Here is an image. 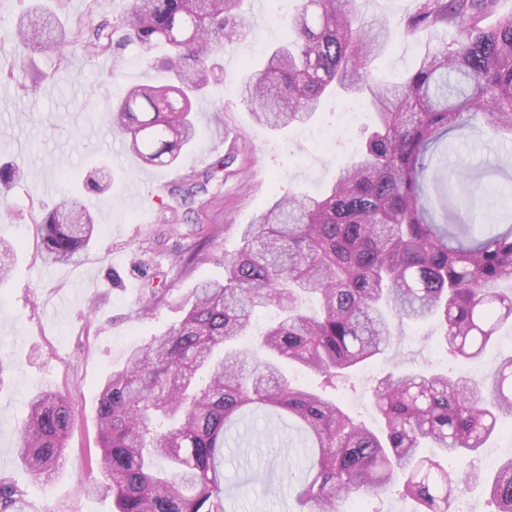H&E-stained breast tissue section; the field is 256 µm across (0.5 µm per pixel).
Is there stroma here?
<instances>
[{"instance_id": "obj_1", "label": "stroma", "mask_w": 512, "mask_h": 512, "mask_svg": "<svg viewBox=\"0 0 512 512\" xmlns=\"http://www.w3.org/2000/svg\"><path fill=\"white\" fill-rule=\"evenodd\" d=\"M294 4L262 0L260 20L223 51L218 84L196 104L199 139L173 165L157 168L127 153L111 154L121 139L111 132L110 111L125 88L158 82L162 72L149 67L134 46L115 56H91L78 45L32 50L16 40L15 27L37 0H0V70L14 74L0 81V90L8 92L0 100V164L25 168L24 178L0 195V239L7 244L0 265L9 268L0 281V485L20 494L13 512H113L111 494L95 486L100 386L132 347L182 317L172 305L144 315L143 280L166 272L178 299L199 282L223 279L224 255L238 248L243 225L275 197L324 191L371 126V113L339 92L329 95L304 127L273 131L254 121L238 87L279 43ZM127 5L128 0L49 3L66 29L104 22L119 27ZM443 39V33L428 30L393 38L377 65L399 77ZM34 67L44 73V83L23 93ZM222 157L230 160L223 186L209 187L196 223H182L181 211L171 206L172 189ZM448 158L477 170L507 163L512 139L478 124L469 139L449 142ZM91 176L103 178L107 189L89 191ZM65 196L85 203L100 227L78 262L54 264L40 254V221ZM201 224L216 228V237L203 261L184 267L200 242ZM440 334L433 322L401 327L394 358L375 360L353 387L341 389L355 417L371 421L372 385L393 365L450 368ZM41 391L65 393L74 414L64 465L46 483L30 479L17 452L28 403ZM277 433L259 420L244 433L242 447L225 450L233 512H300L295 487L280 479L277 459L266 454Z\"/></svg>"}]
</instances>
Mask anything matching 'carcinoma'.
I'll list each match as a JSON object with an SVG mask.
<instances>
[{
  "instance_id": "1",
  "label": "carcinoma",
  "mask_w": 512,
  "mask_h": 512,
  "mask_svg": "<svg viewBox=\"0 0 512 512\" xmlns=\"http://www.w3.org/2000/svg\"><path fill=\"white\" fill-rule=\"evenodd\" d=\"M501 0H417L400 34L452 32L415 69L390 80L372 67L394 34L358 0H298L288 33L262 70L240 87L256 119L272 130L305 124L339 89L374 114L359 155L340 166L320 196L290 193L254 216L224 280L206 281L180 300L178 324L131 349L97 399L101 483L116 512H228L222 469L230 434L248 416L271 415L296 431L305 465L288 464L306 512H342L348 499L395 491L416 512H449L479 483L492 512H512V456L484 472L476 455L512 419V355L483 377L461 372L389 371L372 386L379 427L351 416L328 390L386 354L395 324L439 322L448 358L479 359L512 325V208L495 224L472 223L483 175L443 157L448 136L482 122L512 136V11ZM244 0H130L122 40L168 73L162 83L129 87L112 109V127L143 161L171 165L192 144L193 103L214 78L213 60L248 33ZM497 16L492 25L487 18ZM34 50L70 38L90 55L118 44L99 27L69 32L54 14L26 13L16 26ZM203 183L171 191L193 201ZM21 177L0 165V191ZM92 212L64 199L41 220V255L75 263L95 231ZM171 288L142 289L144 314ZM317 310L304 309L307 300ZM277 319L260 334L264 355L240 345L256 316ZM285 364L318 384L292 383ZM72 425L61 395L39 393L20 431L19 456L31 478L61 469Z\"/></svg>"
}]
</instances>
